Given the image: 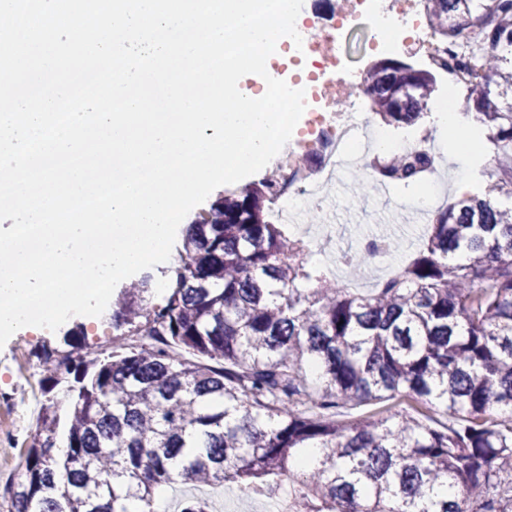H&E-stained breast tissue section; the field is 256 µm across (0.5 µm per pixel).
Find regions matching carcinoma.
Masks as SVG:
<instances>
[{
    "mask_svg": "<svg viewBox=\"0 0 512 512\" xmlns=\"http://www.w3.org/2000/svg\"><path fill=\"white\" fill-rule=\"evenodd\" d=\"M425 18L469 44L459 67L480 70L463 111L493 145L483 191L439 210L416 256L368 294L270 220L269 176L218 198L183 235L162 302L150 275L116 295L107 355L79 327L66 353L43 348L45 401L11 512H152L178 481L286 492L291 512H512V0H425ZM366 83L376 115L408 127L436 76L379 59ZM434 164L403 154L378 183L409 187ZM368 259L341 256L353 279ZM63 366L64 410L50 396ZM395 398L409 410L333 418ZM429 409L452 423L431 426Z\"/></svg>",
    "mask_w": 512,
    "mask_h": 512,
    "instance_id": "obj_1",
    "label": "carcinoma"
}]
</instances>
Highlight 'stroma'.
Returning a JSON list of instances; mask_svg holds the SVG:
<instances>
[{
	"label": "stroma",
	"mask_w": 512,
	"mask_h": 512,
	"mask_svg": "<svg viewBox=\"0 0 512 512\" xmlns=\"http://www.w3.org/2000/svg\"><path fill=\"white\" fill-rule=\"evenodd\" d=\"M436 170L429 180L436 186L435 209L456 199L455 184L466 176L470 192H477L479 178L472 168H461L453 151L437 152ZM362 180L356 171L341 173L328 192V205L317 216L302 212L296 222L285 224L288 235L302 239L310 248L314 260L320 262L329 277L347 280L343 266L332 265L321 251L315 237L321 226L336 228L335 249L354 247L360 237L374 232L388 236L398 247L394 268H401L421 244L425 229L416 224L419 209L413 207L414 188L376 187L362 192ZM82 327L87 347L98 353H108L112 343V313L101 316H74L57 331L28 326L18 330L0 348V512H8L10 501L5 493L9 485L25 476V450L31 441L42 399L38 354L43 347L66 350L69 331Z\"/></svg>",
	"instance_id": "obj_1"
}]
</instances>
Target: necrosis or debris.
Segmentation results:
<instances>
[{
	"mask_svg": "<svg viewBox=\"0 0 512 512\" xmlns=\"http://www.w3.org/2000/svg\"><path fill=\"white\" fill-rule=\"evenodd\" d=\"M401 14L416 11V0H399ZM400 16L388 15L383 0H342L336 22H313L301 47H289L292 57L311 62L306 79L288 78L291 88L305 92V111L287 147L269 163L268 174L275 180L273 209L278 217H293L299 206L322 204L313 186L318 177L335 182L345 156L355 158L366 175H373L372 163L382 158L378 149L366 148L358 136L367 120L358 107L363 96L361 85L344 77V51L353 46L365 51L388 50L399 41L411 40L424 63L448 77L449 93L469 85V75L459 72L452 61L447 43L424 32H408ZM315 152L320 156L318 170L302 166L300 155Z\"/></svg>",
	"mask_w": 512,
	"mask_h": 512,
	"instance_id": "4bbe7bcc",
	"label": "necrosis or debris"
}]
</instances>
